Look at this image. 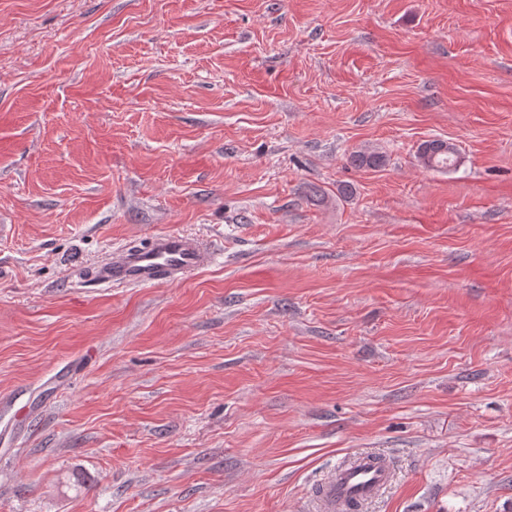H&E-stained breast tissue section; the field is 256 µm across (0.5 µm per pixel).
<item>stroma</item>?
<instances>
[{"label": "stroma", "instance_id": "35a3bbf8", "mask_svg": "<svg viewBox=\"0 0 512 512\" xmlns=\"http://www.w3.org/2000/svg\"><path fill=\"white\" fill-rule=\"evenodd\" d=\"M175 231L217 261L90 281ZM13 392L0 512H309L357 452L365 512H512V0H0ZM457 158L455 144L443 139L426 140L417 149L418 162L430 169H449L455 166ZM393 466L386 458L359 453L332 468L318 486L314 512H348V504L357 502L361 509L391 484ZM317 487V488H318Z\"/></svg>", "mask_w": 512, "mask_h": 512}]
</instances>
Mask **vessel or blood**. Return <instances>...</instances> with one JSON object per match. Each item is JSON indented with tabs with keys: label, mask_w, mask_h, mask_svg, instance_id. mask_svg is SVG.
<instances>
[{
	"label": "vessel or blood",
	"mask_w": 512,
	"mask_h": 512,
	"mask_svg": "<svg viewBox=\"0 0 512 512\" xmlns=\"http://www.w3.org/2000/svg\"><path fill=\"white\" fill-rule=\"evenodd\" d=\"M216 259L198 238L183 233H165L145 246H127L97 263L92 272L95 285L153 286L173 283L211 265ZM394 470L389 460L359 453L341 461L322 480L313 512H347L350 503L366 505L391 484Z\"/></svg>",
	"instance_id": "vessel-or-blood-1"
}]
</instances>
